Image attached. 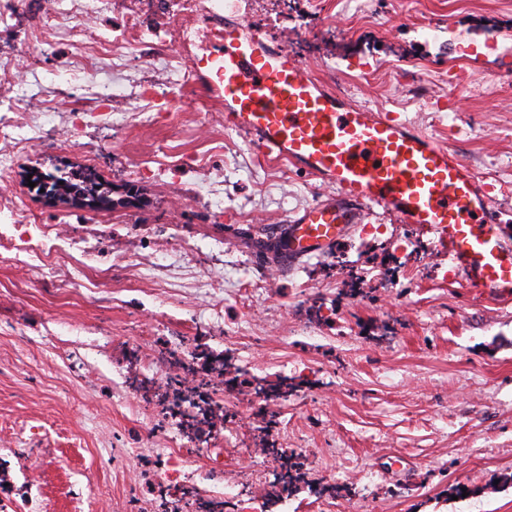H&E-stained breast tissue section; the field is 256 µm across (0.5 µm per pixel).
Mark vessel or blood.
Segmentation results:
<instances>
[{
  "instance_id": "1",
  "label": "vessel or blood",
  "mask_w": 512,
  "mask_h": 512,
  "mask_svg": "<svg viewBox=\"0 0 512 512\" xmlns=\"http://www.w3.org/2000/svg\"><path fill=\"white\" fill-rule=\"evenodd\" d=\"M220 25L215 49L191 66L219 92L226 128L326 190L278 231L281 263L331 247L376 207L432 234L465 288L512 299V242L489 186L460 155L325 87L291 50L244 28L234 2Z\"/></svg>"
}]
</instances>
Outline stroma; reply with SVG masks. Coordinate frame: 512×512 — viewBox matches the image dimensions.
I'll return each mask as SVG.
<instances>
[{"label": "stroma", "instance_id": "stroma-1", "mask_svg": "<svg viewBox=\"0 0 512 512\" xmlns=\"http://www.w3.org/2000/svg\"><path fill=\"white\" fill-rule=\"evenodd\" d=\"M46 0H17L0 27V56H23L0 77V114L15 120L27 81L49 92L43 133L18 144L0 191L22 199L31 223L101 232L87 288H47L0 265V512H172L156 479L170 460L206 463L207 444L169 419L160 381L133 382L132 353L208 348L246 376H288L300 388L262 404L236 389L223 406L222 448L235 485L200 484L184 512H238L265 433L302 453L311 485L257 512H512V302L476 296L451 275L448 254L374 210L332 248L282 267L265 250L282 224L315 204L317 180L263 157L226 129L205 80L188 86L141 52L100 60L87 74L80 30L38 42ZM187 0H110L92 22L107 32L128 16L184 60L214 44L204 15L188 27ZM241 22L261 27L330 89L422 129L463 157L512 212V0H241ZM131 94L111 127L75 143L59 128L95 84ZM91 171L141 205L54 207L26 178ZM265 227L261 242L246 239ZM164 248V267L141 274ZM39 428L29 436L27 426ZM348 484L354 496L322 495ZM455 485L471 495L453 498Z\"/></svg>", "mask_w": 512, "mask_h": 512}]
</instances>
